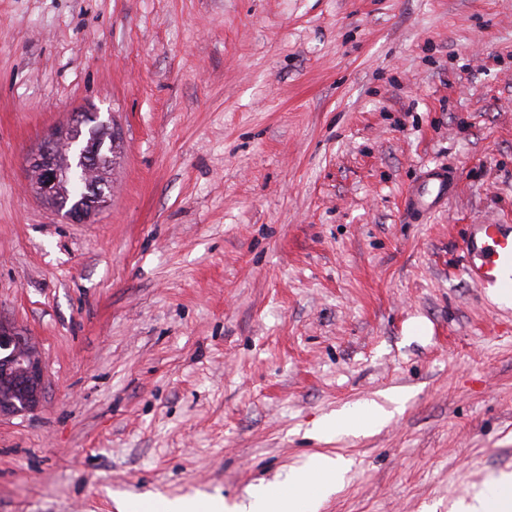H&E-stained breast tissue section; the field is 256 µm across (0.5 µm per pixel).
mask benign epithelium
Returning a JSON list of instances; mask_svg holds the SVG:
<instances>
[{
  "instance_id": "7a95c632",
  "label": "benign epithelium",
  "mask_w": 512,
  "mask_h": 512,
  "mask_svg": "<svg viewBox=\"0 0 512 512\" xmlns=\"http://www.w3.org/2000/svg\"><path fill=\"white\" fill-rule=\"evenodd\" d=\"M87 116L86 112L71 113L66 126L27 159L32 191L50 204L57 203V187L65 178L64 170L55 166L56 150L71 149L73 130L80 128ZM85 189L79 202L64 212L65 219L82 223L92 211L104 206L106 196L95 186L87 184ZM44 391L43 364L36 347L15 326L0 320V418L37 410Z\"/></svg>"
}]
</instances>
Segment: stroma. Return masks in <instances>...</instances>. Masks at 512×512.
Segmentation results:
<instances>
[{"mask_svg":"<svg viewBox=\"0 0 512 512\" xmlns=\"http://www.w3.org/2000/svg\"><path fill=\"white\" fill-rule=\"evenodd\" d=\"M76 111L124 142L80 224L26 189ZM511 222L512 0H0V320L45 367L0 512L231 506L317 453L350 464L320 512H451L512 473V306L461 270ZM458 179L459 175L455 169L428 168L421 178L408 188L404 200L405 214L417 217L441 208L455 193ZM393 412L385 409L374 400L356 404L345 415L336 416V421L327 424L326 430L357 429L372 430L385 425ZM160 512H222L224 511V500H213L210 502H199L195 499H174L157 502Z\"/></svg>","mask_w":512,"mask_h":512,"instance_id":"1","label":"stroma"}]
</instances>
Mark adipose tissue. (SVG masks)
I'll return each instance as SVG.
<instances>
[{
    "label": "adipose tissue",
    "instance_id": "adipose-tissue-1",
    "mask_svg": "<svg viewBox=\"0 0 512 512\" xmlns=\"http://www.w3.org/2000/svg\"><path fill=\"white\" fill-rule=\"evenodd\" d=\"M391 416V411L376 401L365 400L337 417L330 427L372 430L385 425ZM347 466V461L340 457L313 455L304 472L289 475L288 495L274 496L257 489L252 492L250 501L237 505L235 512H318L322 500L336 492Z\"/></svg>",
    "mask_w": 512,
    "mask_h": 512
}]
</instances>
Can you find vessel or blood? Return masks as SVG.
I'll list each match as a JSON object with an SVG mask.
<instances>
[{"label":"vessel or blood","mask_w":512,"mask_h":512,"mask_svg":"<svg viewBox=\"0 0 512 512\" xmlns=\"http://www.w3.org/2000/svg\"><path fill=\"white\" fill-rule=\"evenodd\" d=\"M459 175L451 168L424 171L405 196L404 212L416 217L441 208L455 193ZM462 269L476 287L512 295V224H472L463 244Z\"/></svg>","instance_id":"b4317fda"}]
</instances>
